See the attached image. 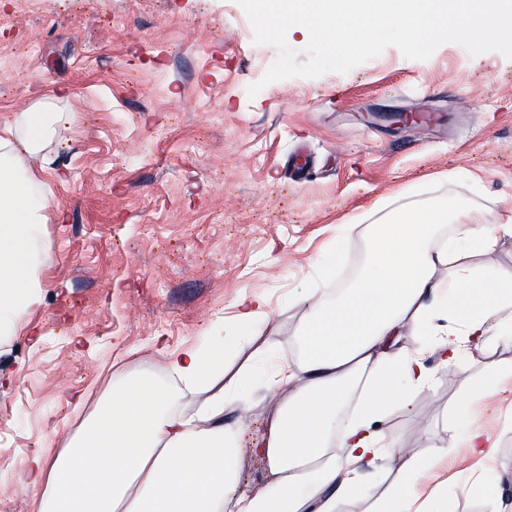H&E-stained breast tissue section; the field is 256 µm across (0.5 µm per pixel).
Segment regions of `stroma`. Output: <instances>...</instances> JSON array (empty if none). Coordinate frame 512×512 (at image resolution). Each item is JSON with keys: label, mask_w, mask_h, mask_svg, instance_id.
Wrapping results in <instances>:
<instances>
[{"label": "stroma", "mask_w": 512, "mask_h": 512, "mask_svg": "<svg viewBox=\"0 0 512 512\" xmlns=\"http://www.w3.org/2000/svg\"><path fill=\"white\" fill-rule=\"evenodd\" d=\"M276 58L236 0H0V125L36 104L68 115L29 162L33 197L50 196L33 244L43 304L0 338V512H35L25 462L55 457L112 382L149 374L194 411L162 352L217 336L237 343L229 365L258 366L241 475L263 492L250 445L276 398L237 299L270 300L264 341L293 356L299 298H334L362 275L370 225L448 201L512 220V59L446 43L419 61L390 47L249 97ZM455 408L497 450L493 493L471 486ZM511 414L512 378L467 398L435 368L386 423L404 455L362 466L369 493L340 512H367L405 457L440 445L447 458L417 485L434 512H512Z\"/></svg>", "instance_id": "1"}]
</instances>
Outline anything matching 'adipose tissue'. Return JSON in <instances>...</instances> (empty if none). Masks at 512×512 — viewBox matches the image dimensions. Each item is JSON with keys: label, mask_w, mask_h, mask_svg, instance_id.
I'll list each match as a JSON object with an SVG mask.
<instances>
[{"label": "adipose tissue", "mask_w": 512, "mask_h": 512, "mask_svg": "<svg viewBox=\"0 0 512 512\" xmlns=\"http://www.w3.org/2000/svg\"><path fill=\"white\" fill-rule=\"evenodd\" d=\"M67 120L35 106L19 117L21 143L10 140L11 126L0 129V326L16 308L42 304L31 244L50 200L33 199L16 162ZM449 222L453 234L441 240ZM501 233L512 236V224L481 212L408 211L374 229L372 272L361 285L330 302L308 294L299 354L279 361L267 382L288 395L252 442L268 493L242 486V429L228 420L257 368L225 372L226 347L215 340L166 356L185 393L200 398L192 413H175L150 376L133 374L107 390L54 460H28L24 477L43 490L39 512H338L361 491L358 467L398 452L384 424L429 384L432 365L456 369L483 353L489 335L512 333V271L490 261ZM425 325L429 343L406 346ZM422 468L409 459L371 512H425L413 491Z\"/></svg>", "instance_id": "obj_1"}]
</instances>
